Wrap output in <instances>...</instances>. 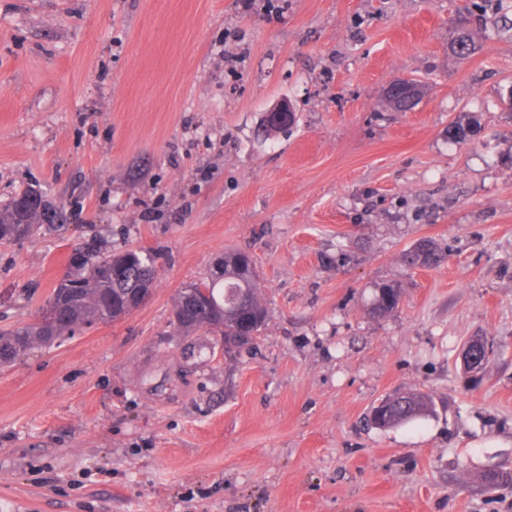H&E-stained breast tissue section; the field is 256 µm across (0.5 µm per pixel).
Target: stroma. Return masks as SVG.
Segmentation results:
<instances>
[{
	"mask_svg": "<svg viewBox=\"0 0 512 512\" xmlns=\"http://www.w3.org/2000/svg\"><path fill=\"white\" fill-rule=\"evenodd\" d=\"M512 0H0V327L80 250L145 248L132 314L0 367V505L23 512H512ZM472 32L468 58L454 50ZM402 79L427 93L383 105ZM294 122L266 132L281 100ZM478 115L463 145L448 125ZM434 240L446 259L411 268ZM228 250L267 307L251 347L178 335ZM401 285L391 316L373 287ZM483 337L478 377L461 350ZM429 416L368 421L395 393ZM56 215L57 211L42 193L34 189L23 191L4 208H0V244L29 238L54 221ZM404 262L410 267H429L441 260L440 249L431 239L419 241L403 256ZM403 292L402 288L392 282H381L375 285L374 298L369 307V314L375 319H384L399 309ZM388 399L391 401V413L385 420L384 425H375L370 418L375 427L380 429L406 424L432 412L431 403L428 397L418 392L402 393L395 396L392 395L388 396Z\"/></svg>",
	"mask_w": 512,
	"mask_h": 512,
	"instance_id": "obj_1",
	"label": "stroma"
}]
</instances>
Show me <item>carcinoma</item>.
Instances as JSON below:
<instances>
[{
  "instance_id": "cac0c4a2",
  "label": "carcinoma",
  "mask_w": 512,
  "mask_h": 512,
  "mask_svg": "<svg viewBox=\"0 0 512 512\" xmlns=\"http://www.w3.org/2000/svg\"><path fill=\"white\" fill-rule=\"evenodd\" d=\"M480 124L473 117L460 118L448 125V140L464 144L474 136ZM57 215L45 196L27 189L8 205L0 208V244L22 241L53 221ZM410 267H429L441 260L440 249L431 239L419 241L403 256ZM69 279L59 283L47 299L58 314L55 326L37 324L0 330V365L10 364L37 346H51L73 335V326L98 324L112 311L127 306L128 295L152 286L155 271L150 254L128 250L120 254L97 255L79 251L72 258ZM222 281L203 280L211 288L212 302L205 306L195 301L189 289L175 298L182 316L174 329L189 334L201 328L222 336L224 347H240L252 342L265 326L267 308L259 294L257 271L250 256L242 251L224 252ZM402 288L392 282L375 285L369 314L384 319L399 309ZM391 413L382 428H391L414 421L432 412L427 396L408 392L389 397Z\"/></svg>"
}]
</instances>
